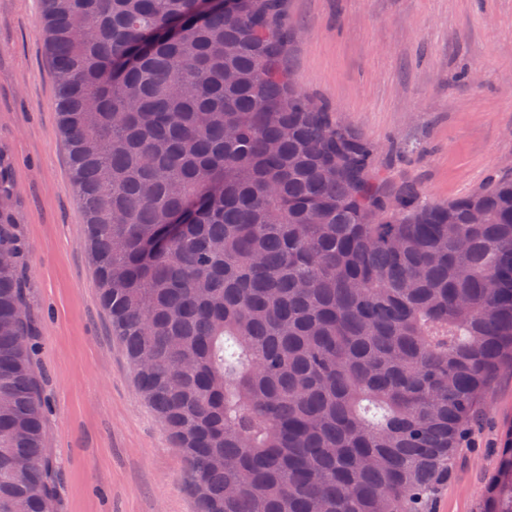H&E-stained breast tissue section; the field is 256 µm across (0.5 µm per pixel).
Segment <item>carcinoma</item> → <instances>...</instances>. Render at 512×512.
Listing matches in <instances>:
<instances>
[{"label":"carcinoma","mask_w":512,"mask_h":512,"mask_svg":"<svg viewBox=\"0 0 512 512\" xmlns=\"http://www.w3.org/2000/svg\"><path fill=\"white\" fill-rule=\"evenodd\" d=\"M44 4L100 302L196 512H432L512 368V175L388 185L291 82L282 0ZM14 205L0 169V512H52Z\"/></svg>","instance_id":"carcinoma-1"}]
</instances>
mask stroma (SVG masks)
<instances>
[{
  "label": "stroma",
  "instance_id": "1",
  "mask_svg": "<svg viewBox=\"0 0 512 512\" xmlns=\"http://www.w3.org/2000/svg\"><path fill=\"white\" fill-rule=\"evenodd\" d=\"M287 67L378 151L390 184L435 202L512 169V0H287ZM0 155L36 328L53 512H193L183 464L101 306L43 31V0H0ZM512 431L492 387L435 512H478Z\"/></svg>",
  "mask_w": 512,
  "mask_h": 512
}]
</instances>
